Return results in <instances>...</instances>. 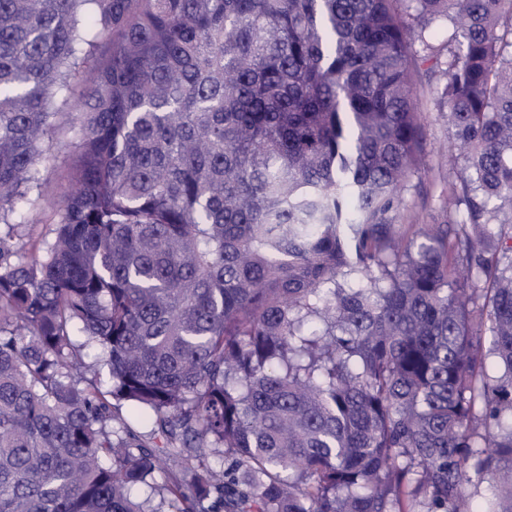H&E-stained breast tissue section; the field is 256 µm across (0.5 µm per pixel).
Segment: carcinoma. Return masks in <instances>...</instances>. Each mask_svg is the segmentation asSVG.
<instances>
[{
    "mask_svg": "<svg viewBox=\"0 0 512 512\" xmlns=\"http://www.w3.org/2000/svg\"><path fill=\"white\" fill-rule=\"evenodd\" d=\"M433 23L466 175L402 224ZM0 222V512H512V0H0ZM84 88L77 75L70 80L69 91L55 96L50 103L49 112L54 114L52 120L56 132L44 145L50 160L41 168L39 198L34 206L9 217L11 223L18 224L15 226L14 243L21 253L28 252L42 240L52 237V229L58 221L53 203L68 189L77 160L73 105ZM103 352L101 348H93L90 350V355L87 357V368L84 371V377L87 380L96 381L106 389L111 384V376L109 367L102 361Z\"/></svg>",
    "mask_w": 512,
    "mask_h": 512,
    "instance_id": "carcinoma-1",
    "label": "carcinoma"
}]
</instances>
